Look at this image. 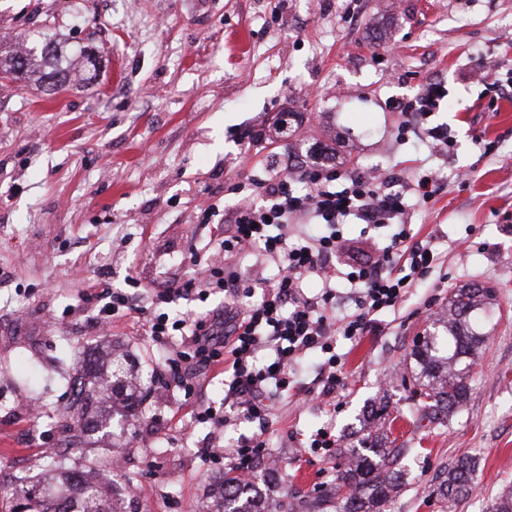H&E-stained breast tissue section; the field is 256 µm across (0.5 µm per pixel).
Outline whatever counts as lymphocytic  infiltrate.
Instances as JSON below:
<instances>
[{
  "instance_id": "obj_1",
  "label": "lymphocytic infiltrate",
  "mask_w": 512,
  "mask_h": 512,
  "mask_svg": "<svg viewBox=\"0 0 512 512\" xmlns=\"http://www.w3.org/2000/svg\"><path fill=\"white\" fill-rule=\"evenodd\" d=\"M444 97V85L430 82L412 99L394 101L391 107L408 129L431 117ZM260 165L262 175H246L231 187L244 200L224 212V236L211 256L209 275L186 281L169 277L156 295L158 302L169 304L189 296L202 299L216 289L224 294L223 313L176 320L153 313L147 321L153 340H165L173 331L183 336L171 366L185 394L194 392L198 374L223 364L225 406L257 427L224 451L225 468L244 479L266 452L274 405L297 382L302 357L323 354L316 383L322 394L335 393L344 380L337 338L353 341L375 330L379 314L398 309L439 259L433 237L416 238L407 224L409 198L426 203L437 194L433 173L399 188L377 169L340 172L316 161L296 166L275 152ZM304 218L320 225V233H293ZM353 219L373 227L392 225L396 231L385 247L352 257L340 268L335 259L346 250L342 227ZM255 249L278 268L276 283L262 291L240 265ZM315 278L322 287L312 295L306 285ZM340 279L349 284L354 304L343 314L336 311ZM253 294L257 302L247 303Z\"/></svg>"
}]
</instances>
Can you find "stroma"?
Wrapping results in <instances>:
<instances>
[{"instance_id": "stroma-1", "label": "stroma", "mask_w": 512, "mask_h": 512, "mask_svg": "<svg viewBox=\"0 0 512 512\" xmlns=\"http://www.w3.org/2000/svg\"><path fill=\"white\" fill-rule=\"evenodd\" d=\"M244 35L245 53L231 49ZM83 47L96 65L72 62L73 89L0 79V512L12 489L44 480L53 451L95 469L119 512H196L216 492L230 446L254 426L198 419L224 404V377L208 370L194 396L170 384L178 336L153 341L144 318L97 326L92 283L145 292L149 311L179 318L220 308L223 293L153 304L167 277L204 275L192 254L215 247L230 188L273 145L256 140L283 111L296 113L305 148L412 179L440 177L432 201H411L417 238L435 235L437 264L377 331L338 340L347 387L306 399L322 354H307L302 388L276 403L267 451L253 482L272 488L281 512H311L336 488L334 453L309 449L319 429L340 448L359 446L367 411L406 452V488L390 512H491L512 489V100L478 72L512 73V0H0V43L43 39ZM441 82L428 120L447 126L448 153L402 138L388 103ZM216 203L202 221L201 202ZM494 286L486 341L469 375L470 395L447 421H417L409 357L453 289ZM118 348L144 376L127 429L66 438L70 383L88 358ZM462 456L478 464L470 495L435 493Z\"/></svg>"}]
</instances>
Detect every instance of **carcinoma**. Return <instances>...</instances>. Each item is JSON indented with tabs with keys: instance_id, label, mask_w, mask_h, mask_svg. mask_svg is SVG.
<instances>
[{
	"instance_id": "1",
	"label": "carcinoma",
	"mask_w": 512,
	"mask_h": 512,
	"mask_svg": "<svg viewBox=\"0 0 512 512\" xmlns=\"http://www.w3.org/2000/svg\"><path fill=\"white\" fill-rule=\"evenodd\" d=\"M63 49L35 44L21 51H10L0 45V78L15 81L40 73L64 88L70 84L67 71L59 66ZM495 291L490 286L468 285L456 288L448 299V310L432 322L412 350L418 371L415 381L420 395L427 401L420 404L422 416L444 420L455 406L469 397L467 378L470 367L485 342V335L472 324L481 312L490 314ZM107 378L106 390L124 392L133 399L138 373L135 365L122 354H107L101 363L89 361L84 374L72 381V408L75 432L107 428L112 425L117 408L105 409L101 403L105 390L95 380ZM386 434H376L363 440L361 448H340L338 454L348 459L340 475L342 486L348 489L339 498L342 512H388L393 498L405 482L398 461L402 449L390 447ZM475 462L460 457L448 468L438 486V493L447 500L467 498L472 489ZM79 471L57 469L55 483L39 491L27 490L13 497L12 512H117L107 495L96 485L78 487ZM219 501L211 512H272L273 498L252 483L224 475L219 489Z\"/></svg>"
}]
</instances>
